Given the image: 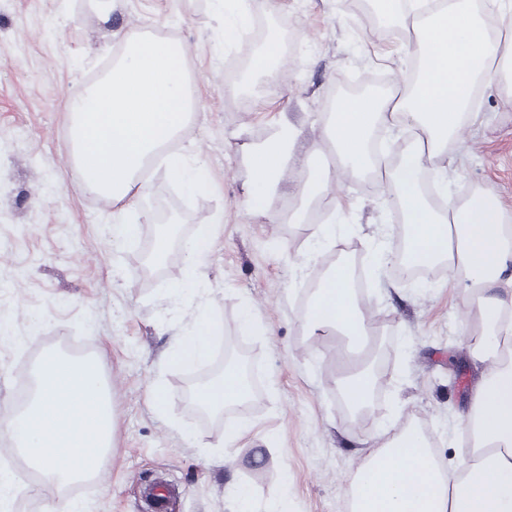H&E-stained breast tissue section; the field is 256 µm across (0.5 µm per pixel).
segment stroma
<instances>
[{
  "mask_svg": "<svg viewBox=\"0 0 512 512\" xmlns=\"http://www.w3.org/2000/svg\"><path fill=\"white\" fill-rule=\"evenodd\" d=\"M234 0H0V409L24 380L17 348L55 337L90 344L112 395V450L85 495L42 480L7 512H148L153 481L176 490L172 512H234V484L249 488L255 512H348L352 483L392 425L420 418L438 456L462 467L466 417L475 388L491 373L476 356L477 328L463 330L472 303L449 273L417 287L379 264L361 302L370 341L401 337L363 423L350 419L341 378L350 360L336 329L307 333L308 283L322 268L395 254L399 234L386 181L331 168L323 224L285 177L273 209L298 223H271L247 211L246 157L280 122L293 127L296 159L324 148L326 115L338 85L380 74L402 96L415 61L412 34L381 24L372 0H252L247 38L226 41ZM175 35L186 49L187 85L198 103L178 145L209 189L185 193L162 168L150 195L172 210L188 236L207 226L202 267L208 292L186 285L184 252L170 247L160 266L144 255L151 221L117 245L111 201L81 189L69 132L71 103L123 50L126 34ZM278 42L281 61L255 72L249 95L228 93V73ZM477 120L433 164L450 195L490 190L512 215V85L482 87ZM252 311V328L243 324ZM222 324L258 364L257 396L245 414L199 421L184 402L192 373L172 365V348L198 321ZM166 391L164 411L151 397Z\"/></svg>",
  "mask_w": 512,
  "mask_h": 512,
  "instance_id": "35a3bbf8",
  "label": "stroma"
}]
</instances>
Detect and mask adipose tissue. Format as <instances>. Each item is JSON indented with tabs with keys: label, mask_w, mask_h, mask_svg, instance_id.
Instances as JSON below:
<instances>
[{
	"label": "adipose tissue",
	"mask_w": 512,
	"mask_h": 512,
	"mask_svg": "<svg viewBox=\"0 0 512 512\" xmlns=\"http://www.w3.org/2000/svg\"><path fill=\"white\" fill-rule=\"evenodd\" d=\"M420 75L410 96L353 97L340 103L325 128L341 169L364 173L379 168L369 148L379 126L407 125L414 131L397 165L387 169L398 188L402 220L410 228L411 260L447 265L479 306L471 320L481 329L476 355L491 362L488 382L478 388L472 407L474 449L469 465L448 473L421 431L405 426L372 452L356 477L351 512H512V226L491 191L475 199L435 208L420 187L423 169L449 144L459 142L476 115L474 84H494L512 75V38L489 41L484 22L469 0L413 28ZM293 161L287 128L269 135L247 156L250 212L266 206ZM332 326L357 338L365 333L358 299L346 267L333 268L313 294L303 327L313 332ZM220 330L214 320L197 322L172 350L170 360L189 369L207 362ZM248 394L243 377L225 366L218 382L197 396L207 408L238 403ZM0 435L19 443L26 459L45 476L64 483L102 458L112 437V403L94 364L61 355L40 365L34 403L24 415L0 420Z\"/></svg>",
	"instance_id": "adipose-tissue-1"
}]
</instances>
